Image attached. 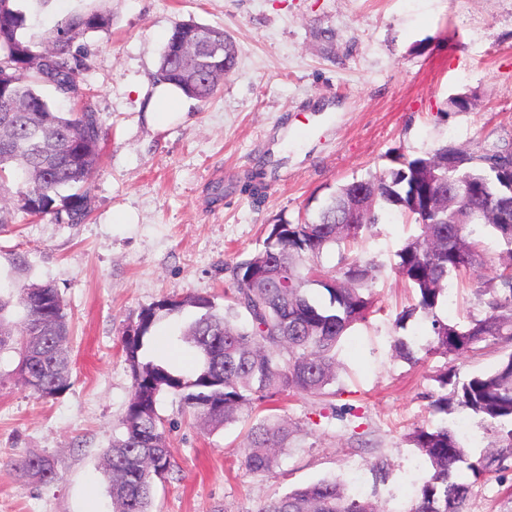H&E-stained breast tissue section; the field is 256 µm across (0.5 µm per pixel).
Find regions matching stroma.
Listing matches in <instances>:
<instances>
[{
  "instance_id": "obj_1",
  "label": "stroma",
  "mask_w": 512,
  "mask_h": 512,
  "mask_svg": "<svg viewBox=\"0 0 512 512\" xmlns=\"http://www.w3.org/2000/svg\"><path fill=\"white\" fill-rule=\"evenodd\" d=\"M70 12L110 19L79 41L88 55L80 86L104 122L91 216L35 220L10 195L0 279L18 252L31 281L59 289L72 325L71 386L40 398L18 383L14 354H0V512H112L103 455L133 383L120 339L142 308L194 295L223 304L232 265L261 249L268 224L314 215L338 186L398 156L512 137V0H53L33 35L46 36ZM180 22L227 31L236 62L212 98L180 97L183 119L156 127L146 112L166 89L155 75ZM458 94L472 97L470 111L451 107ZM279 133L300 146L273 153ZM258 169L263 190L254 197L243 186ZM413 231L394 214L360 240V255L379 266L370 283L377 311L340 342L334 397L284 398L298 430L272 471L242 468L245 423L210 434L177 396H160L172 468L151 512H260L275 496L333 476L381 512H408L415 427L448 426L473 460L497 445L498 424L458 407L434 412L429 397L444 365L464 378L495 368L504 349L448 359L428 354L422 316L395 324L415 301L392 270ZM479 287L449 277L438 316H484ZM399 335L418 363L393 356ZM23 449L57 459L60 480L20 479L7 461ZM511 482L512 471L505 483L476 485L469 512H512Z\"/></svg>"
}]
</instances>
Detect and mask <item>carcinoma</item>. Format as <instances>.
Wrapping results in <instances>:
<instances>
[{
	"instance_id": "cac0c4a2",
	"label": "carcinoma",
	"mask_w": 512,
	"mask_h": 512,
	"mask_svg": "<svg viewBox=\"0 0 512 512\" xmlns=\"http://www.w3.org/2000/svg\"><path fill=\"white\" fill-rule=\"evenodd\" d=\"M108 25L102 14L75 12L37 40L25 34L28 14L22 0H0V100L17 96L26 106L24 112H0V198L9 182H17L21 209L30 216L52 214L60 220L65 213L67 223L80 224L90 212L87 186L100 160L102 118L87 104L77 111H57L41 89L49 86L63 97L78 96L87 64L75 43ZM235 58L234 44L223 30L178 23L161 55L157 80L190 99L206 101ZM450 151L458 156L453 167L448 166ZM74 187L83 192L62 195ZM450 189L468 191L464 204L435 206L434 196ZM393 212L418 229L395 253L394 272L417 297L396 326L404 327L421 313L433 336L429 352L445 357L512 347V139L476 151L446 142L421 156L401 157L380 174L339 186L314 217L294 223L280 218L269 225L262 248L231 267L224 307L209 296L194 295L165 299L140 311L135 335L125 331L121 337L133 389L122 431L106 451L113 512H150L156 478L171 469L167 427L157 411L160 394L179 396L185 410L211 432L288 392L336 396L329 390L339 369L336 348L372 313L369 281L377 264L345 256V265L331 271L319 269V259L330 246L357 242ZM487 231L506 246L501 270L490 279L482 276ZM270 272L288 278L291 286L253 288L246 281L249 275ZM313 272L320 274L319 284L328 294L326 305L306 294ZM454 272L474 275L490 295L486 316L463 326L436 314ZM187 306L196 314L184 327L182 340L196 352V368L185 373L162 361L144 360L153 327ZM70 333L66 304L54 284H0V352L18 355L15 375L34 394L54 398L69 388ZM435 381L445 394L432 399L433 411L446 414L456 405L507 428L502 443L475 461L446 426L417 427L409 434L424 464L411 512H468L473 482L502 479L512 461V352L491 371L461 380L445 368ZM295 432L287 418L269 408L250 423L239 448L241 465L250 473L272 470ZM460 463L473 481L453 476ZM11 466L19 477L42 484L59 478L58 461L48 455L24 452ZM260 512L378 509L334 478L292 489Z\"/></svg>"
}]
</instances>
